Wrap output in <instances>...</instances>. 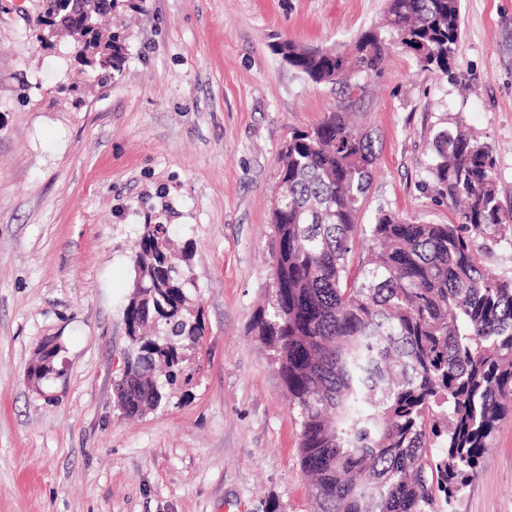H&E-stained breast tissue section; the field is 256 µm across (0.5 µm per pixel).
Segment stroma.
Wrapping results in <instances>:
<instances>
[{"label":"stroma","mask_w":512,"mask_h":512,"mask_svg":"<svg viewBox=\"0 0 512 512\" xmlns=\"http://www.w3.org/2000/svg\"><path fill=\"white\" fill-rule=\"evenodd\" d=\"M41 0H0V512H312L299 418L250 331L267 295L271 200L291 128L350 112L379 154L359 221L454 215L429 172L455 117L493 149L512 212V0H461L457 82L392 50L346 96L273 50L345 49L385 0H125L121 78L40 39ZM145 224L188 257L205 336L190 381L129 418L113 377ZM54 372L28 375L45 344ZM455 512H512V420Z\"/></svg>","instance_id":"obj_1"}]
</instances>
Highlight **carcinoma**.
Wrapping results in <instances>:
<instances>
[{
  "label": "carcinoma",
  "instance_id": "cac0c4a2",
  "mask_svg": "<svg viewBox=\"0 0 512 512\" xmlns=\"http://www.w3.org/2000/svg\"><path fill=\"white\" fill-rule=\"evenodd\" d=\"M392 31L421 69L453 77L460 0H386L385 24L352 55L278 42L316 84L359 87L378 76ZM113 79L126 38L109 35ZM450 224H413L378 208L358 223L377 160L369 131L343 112L295 128L280 153L272 208L268 308L252 331L274 353L300 419V457L316 512H450L477 475L500 423L512 418V273L483 257L512 251V213L498 200L490 145L457 120L432 141ZM162 225H143L125 318L137 335L113 380L129 416L159 408L184 374L181 345L204 336L183 308L191 280Z\"/></svg>",
  "mask_w": 512,
  "mask_h": 512
}]
</instances>
